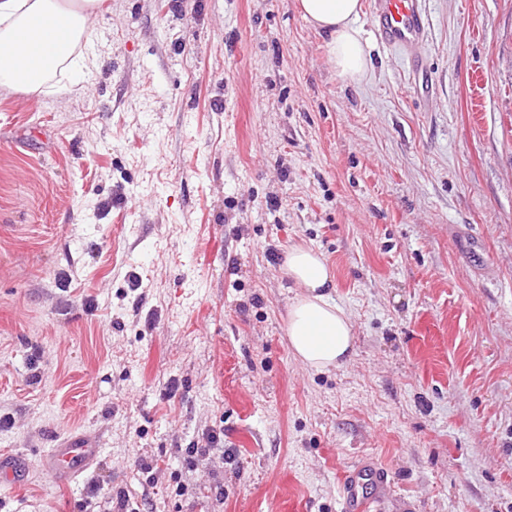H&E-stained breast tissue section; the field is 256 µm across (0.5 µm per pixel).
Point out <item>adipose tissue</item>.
<instances>
[{
	"label": "adipose tissue",
	"mask_w": 512,
	"mask_h": 512,
	"mask_svg": "<svg viewBox=\"0 0 512 512\" xmlns=\"http://www.w3.org/2000/svg\"><path fill=\"white\" fill-rule=\"evenodd\" d=\"M100 8L101 0H0V88L43 92L60 66L73 79L57 85V92H76L91 66L77 47ZM298 8L328 34V60L336 75L352 83L365 79L369 62L358 25L361 0H299ZM281 271L298 289L286 323L291 354L316 370L341 366L353 350V325L332 296L328 264L313 248L292 245L283 252Z\"/></svg>",
	"instance_id": "adipose-tissue-1"
}]
</instances>
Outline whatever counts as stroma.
Returning <instances> with one entry per match:
<instances>
[{
  "mask_svg": "<svg viewBox=\"0 0 512 512\" xmlns=\"http://www.w3.org/2000/svg\"><path fill=\"white\" fill-rule=\"evenodd\" d=\"M425 12V101L364 19L337 78L296 0H103L77 93L0 90V512H341L360 458L379 512H512V0ZM292 245L352 320L328 372ZM281 271L300 288L288 306L286 336L290 352L303 365L316 370L341 366L353 350V325L347 311L336 303L333 274L311 247L289 246ZM101 449L93 437H70L51 448L42 459V467L57 480L73 479L98 461ZM28 464L23 458L0 455V486L14 484Z\"/></svg>",
  "mask_w": 512,
  "mask_h": 512,
  "instance_id": "obj_1",
  "label": "stroma"
}]
</instances>
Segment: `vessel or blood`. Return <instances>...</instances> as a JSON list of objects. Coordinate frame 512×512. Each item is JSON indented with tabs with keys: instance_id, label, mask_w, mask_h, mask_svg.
Segmentation results:
<instances>
[{
	"instance_id": "obj_1",
	"label": "vessel or blood",
	"mask_w": 512,
	"mask_h": 512,
	"mask_svg": "<svg viewBox=\"0 0 512 512\" xmlns=\"http://www.w3.org/2000/svg\"><path fill=\"white\" fill-rule=\"evenodd\" d=\"M369 27L383 45L398 50L419 69L424 65L422 50L428 39L422 0H372L368 13ZM101 454L97 439L81 436L58 442L42 459V467L59 480L73 479L94 465ZM27 468L25 459L0 455V486L15 483ZM370 484L377 494H384L382 476L373 463L355 464L343 480L342 512H371L372 499L360 495L359 489Z\"/></svg>"
}]
</instances>
